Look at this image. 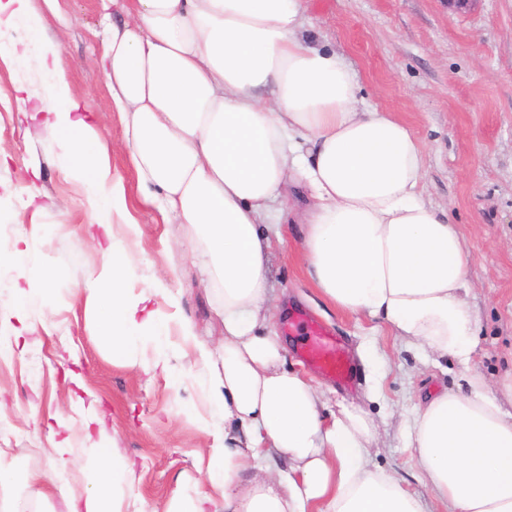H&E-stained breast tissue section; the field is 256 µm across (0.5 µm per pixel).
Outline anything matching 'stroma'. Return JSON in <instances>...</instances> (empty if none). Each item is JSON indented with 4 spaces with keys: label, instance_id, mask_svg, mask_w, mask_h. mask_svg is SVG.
I'll return each mask as SVG.
<instances>
[{
    "label": "stroma",
    "instance_id": "1",
    "mask_svg": "<svg viewBox=\"0 0 512 512\" xmlns=\"http://www.w3.org/2000/svg\"><path fill=\"white\" fill-rule=\"evenodd\" d=\"M31 6L42 19L40 33L20 25L0 30V149L11 155L0 167V247L12 246L20 227L41 225L39 250L55 301L52 313L38 305L31 313L47 316L54 329L40 342L26 335L23 356L0 361V466L17 474L13 486L0 488V503L26 495L30 474L53 476L44 449L59 429L62 373L72 368L101 398L117 457L134 466L133 480L117 487L122 512L141 506L165 512L179 476L205 478L206 462L198 456L202 433L183 414L199 404L200 391L174 386L162 371L113 359L111 340L98 336L85 314L88 273L104 262L89 232L85 191L64 170L53 127L24 116L29 96L47 91L36 51L41 37L59 41L60 66L75 96L112 142V177L122 183L140 226L135 237L114 227L136 259L134 294H146V310L186 320L205 341L216 340V320L178 225L161 223L141 200L102 63V0H31ZM305 29L354 70L361 108L397 112L423 144L422 196L450 211L469 254L472 301L480 313L472 368L497 390L512 374V0H473L461 11L449 10L446 0H306ZM25 185L32 194L22 193ZM283 233L286 245L270 261L269 282L275 331L289 363L299 362V338L287 329L297 310L333 327L350 350L365 349L357 388L343 391L326 380L321 386L330 404L360 407L374 421L379 440L371 465L422 496L430 512H444L405 436L424 399L459 384L460 367L451 359L427 362L383 323L325 303L302 272L294 225L285 224ZM159 278L170 298L152 294Z\"/></svg>",
    "mask_w": 512,
    "mask_h": 512
}]
</instances>
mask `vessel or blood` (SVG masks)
I'll use <instances>...</instances> for the list:
<instances>
[{"instance_id": "vessel-or-blood-1", "label": "vessel or blood", "mask_w": 512, "mask_h": 512, "mask_svg": "<svg viewBox=\"0 0 512 512\" xmlns=\"http://www.w3.org/2000/svg\"><path fill=\"white\" fill-rule=\"evenodd\" d=\"M307 340L300 356L311 371L332 379L337 385L350 387L357 383L359 371L342 340L318 321L306 323Z\"/></svg>"}]
</instances>
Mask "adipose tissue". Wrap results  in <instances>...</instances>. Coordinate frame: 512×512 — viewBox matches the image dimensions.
<instances>
[{"instance_id": "1", "label": "adipose tissue", "mask_w": 512, "mask_h": 512, "mask_svg": "<svg viewBox=\"0 0 512 512\" xmlns=\"http://www.w3.org/2000/svg\"><path fill=\"white\" fill-rule=\"evenodd\" d=\"M102 59L124 126L128 159L145 204L182 226L214 297L216 344L182 336L192 353L175 385L199 386L205 412L190 410L206 436V479L177 480L167 512H428L393 475L371 469L376 428L353 405L329 411L323 391L288 367L272 335L269 264L284 239L271 205L287 185L306 189L301 265L328 302L383 322L424 354L453 358L463 384L425 399L406 442L448 512H512V384L492 393L471 370L478 312L470 302L469 258L460 225L419 192L424 151L388 110L358 106L342 56L301 35L303 0H109ZM50 75L39 109L60 134L68 175L87 189L93 225L107 241L84 306L114 358L136 362L151 350L168 370L171 321L140 315L128 288L133 255L115 241L114 219H129L112 179L110 145L74 96L60 45L40 47ZM37 235L0 247V271L25 282L0 315V359L22 333L49 331L30 306L53 303ZM96 401L60 415L67 438L50 440L54 480L34 475L27 497L0 512H27L57 492L66 512H112L113 471L79 492L65 477L74 440L99 425L97 452L114 456Z\"/></svg>"}]
</instances>
